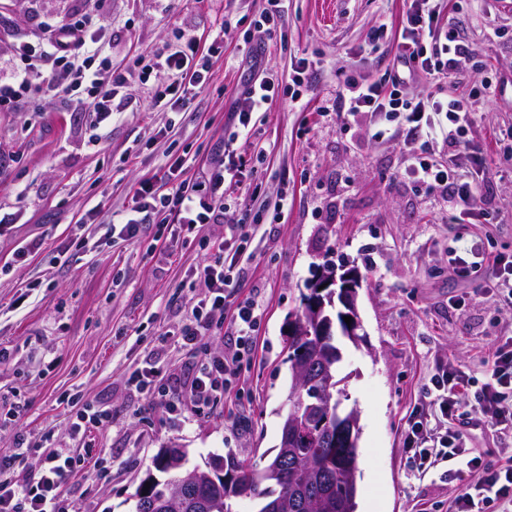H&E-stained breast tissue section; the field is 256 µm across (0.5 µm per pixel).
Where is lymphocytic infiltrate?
<instances>
[{
    "mask_svg": "<svg viewBox=\"0 0 512 512\" xmlns=\"http://www.w3.org/2000/svg\"><path fill=\"white\" fill-rule=\"evenodd\" d=\"M445 2L407 0L406 21L392 67L374 81L344 80L336 88L331 109L343 127L368 117L376 126L373 137L377 140L385 136L378 127L381 119L396 121L394 135L408 151L406 177L448 197L449 223L465 224L490 217L479 194L484 162L467 139L471 95L455 90L438 100L431 93L412 89L418 80L434 85L455 78L462 59L474 51L472 43L458 33L441 30L439 18ZM104 36L100 15L85 11L45 27L36 40L14 44L13 52L23 68L12 81L0 82V107L38 94L67 99L80 110L93 113L97 123L110 122L114 99L127 78L107 74ZM223 40V33H216L203 51L194 36L178 31L165 51V68L172 80L155 91V102L172 98L180 108L189 109L210 79V58ZM246 61L248 78L233 100L224 139L208 164L194 168L177 157L172 159L163 185H156L151 178L139 181L132 195L133 206L122 216L117 232L118 237L131 241L142 225L180 224L197 236L199 247L207 252L205 263L196 269L206 294L190 301L186 320L176 334L181 345L199 348L228 314L237 327V337L233 345L203 354L196 363L188 394L199 405L210 404L232 390L260 321L255 300L235 297L231 290L242 262L253 257L250 246L263 222L251 212L257 194L238 203L224 201L225 179L242 174L236 144L248 130L253 113L263 110L280 90H287L294 104L303 105L312 80L304 67L295 71L289 88H282L269 73L260 47L254 45L249 47ZM438 139L448 147L447 161L430 154V143ZM209 224L225 225L227 237L217 242L202 237ZM486 420L500 434L512 436V333L488 361L486 382L470 405L469 424L477 426ZM467 442L465 430L451 423L442 434L421 420L408 423L404 430V444L418 455L422 468L431 467L434 449L444 448L450 457L460 460L462 473L476 475V482L466 483L455 497L452 512H512V464L475 453ZM78 461L75 451L58 448L48 455L37 478L22 483L0 479V512H58L57 492Z\"/></svg>",
    "mask_w": 512,
    "mask_h": 512,
    "instance_id": "f902f5d3",
    "label": "lymphocytic infiltrate"
}]
</instances>
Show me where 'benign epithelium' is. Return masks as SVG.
<instances>
[{"instance_id": "benign-epithelium-1", "label": "benign epithelium", "mask_w": 512, "mask_h": 512, "mask_svg": "<svg viewBox=\"0 0 512 512\" xmlns=\"http://www.w3.org/2000/svg\"><path fill=\"white\" fill-rule=\"evenodd\" d=\"M363 275L355 267L319 265L306 284L307 298L303 313L289 319L290 336H336L356 343L362 323L357 309L358 290ZM351 317V322L344 321ZM342 381L335 378L331 365L323 362L321 374L312 379L305 370L294 369L295 389L307 392L308 399L298 403H285L281 429V445L292 448L301 435L308 431L331 430V416H336V437L348 448L358 447L360 435L359 414L351 408L348 416L341 413L344 390ZM197 470L185 469L179 480L170 482L160 499V505L168 508L182 495L184 486L195 480Z\"/></svg>"}]
</instances>
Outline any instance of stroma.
I'll list each match as a JSON object with an SVG mask.
<instances>
[{
    "label": "stroma",
    "instance_id": "obj_1",
    "mask_svg": "<svg viewBox=\"0 0 512 512\" xmlns=\"http://www.w3.org/2000/svg\"><path fill=\"white\" fill-rule=\"evenodd\" d=\"M266 0H0V78L21 69L17 41L76 10L100 14L106 55L118 72L137 58L153 70L130 78L111 123L63 98L31 95L0 110V206L18 223L0 226V457L8 478L39 473L56 448L85 461L59 493L62 512H133V495L161 448H184L189 465L236 453L263 466L275 455L291 384L288 320L315 265L357 267L363 336L343 342L341 376L360 415L356 512H449L464 480L455 460L438 455L428 470L405 448L414 418L433 419L435 378L456 372L480 389L484 363L512 328V309L480 292L482 273L459 277L451 255L479 244L487 257L512 255V145L496 144L512 125V9L501 0H451L448 26L480 45L462 61V87L472 90L471 145L487 163L480 185L490 221L452 224L448 201L407 179V152L397 140L372 139L366 123L343 128L328 112L345 78H378L393 62L406 0H288L283 25L256 23ZM229 20L212 76L189 111L154 109V89L167 81L158 62L174 29L207 46ZM378 41H369L373 31ZM262 46L274 77L306 66L314 74L308 104L279 95L253 115L240 147L259 160L261 197L287 194L280 219L265 223L257 257L245 264L240 295L257 297L262 320L254 354L237 390L199 407L189 399L188 369L200 350L178 344L190 298L205 290L193 271L204 255L179 226L155 239L145 225L137 241L108 237L114 214L131 205L140 179L164 180L168 161L213 152L245 74L248 42ZM495 94L485 95L486 83ZM96 215H89V208ZM84 224L75 238V224ZM42 239L25 259L23 240ZM157 365L176 374L168 405L149 404L128 378ZM109 423L75 433L86 406ZM25 439L23 455L15 444Z\"/></svg>",
    "mask_w": 512,
    "mask_h": 512
}]
</instances>
